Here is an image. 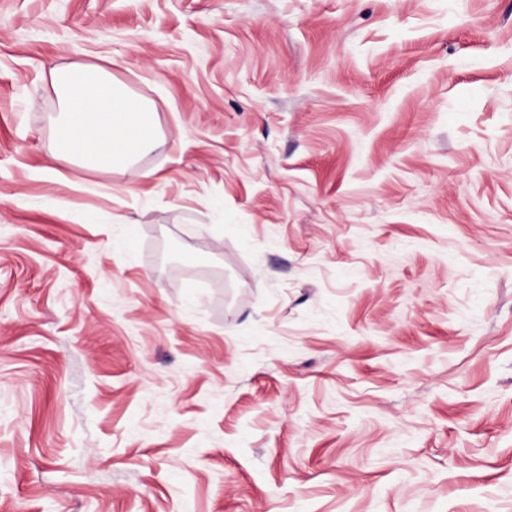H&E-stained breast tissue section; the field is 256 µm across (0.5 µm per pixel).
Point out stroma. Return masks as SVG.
I'll return each mask as SVG.
<instances>
[{"label":"stroma","instance_id":"35a3bbf8","mask_svg":"<svg viewBox=\"0 0 512 512\" xmlns=\"http://www.w3.org/2000/svg\"><path fill=\"white\" fill-rule=\"evenodd\" d=\"M0 512H512V0H0ZM60 117L53 158L89 170L129 169L158 137L154 108L112 77L108 67L75 65L51 71Z\"/></svg>","mask_w":512,"mask_h":512}]
</instances>
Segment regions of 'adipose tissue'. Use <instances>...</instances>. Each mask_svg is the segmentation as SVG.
<instances>
[{"mask_svg": "<svg viewBox=\"0 0 512 512\" xmlns=\"http://www.w3.org/2000/svg\"><path fill=\"white\" fill-rule=\"evenodd\" d=\"M60 117L53 157L89 170L131 168L154 145L158 126L153 107L117 81L110 69L81 64L52 71Z\"/></svg>", "mask_w": 512, "mask_h": 512, "instance_id": "1", "label": "adipose tissue"}]
</instances>
